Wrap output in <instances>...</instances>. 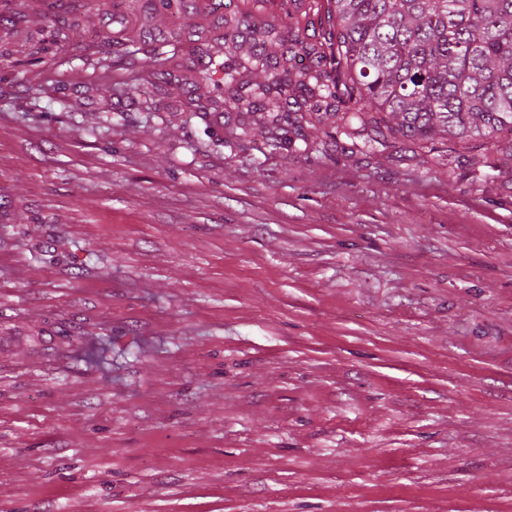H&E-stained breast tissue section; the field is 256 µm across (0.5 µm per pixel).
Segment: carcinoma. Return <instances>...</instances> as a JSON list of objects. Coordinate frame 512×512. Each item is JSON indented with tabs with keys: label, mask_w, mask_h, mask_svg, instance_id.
<instances>
[{
	"label": "carcinoma",
	"mask_w": 512,
	"mask_h": 512,
	"mask_svg": "<svg viewBox=\"0 0 512 512\" xmlns=\"http://www.w3.org/2000/svg\"><path fill=\"white\" fill-rule=\"evenodd\" d=\"M328 37L311 43L300 29L269 26L247 41L200 54L197 84L214 82L215 58L241 59L265 73L250 95L224 106L244 109L252 122L225 125L245 139L254 130L276 152L309 145L306 129L354 140L360 152L410 144L431 152L436 144L490 149L482 166L502 173L512 163V0H322ZM281 55L305 54L298 72L275 64ZM295 86L305 92L304 112L271 95Z\"/></svg>",
	"instance_id": "carcinoma-1"
}]
</instances>
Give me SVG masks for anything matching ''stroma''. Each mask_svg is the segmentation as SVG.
I'll return each mask as SVG.
<instances>
[{"instance_id": "stroma-1", "label": "stroma", "mask_w": 512, "mask_h": 512, "mask_svg": "<svg viewBox=\"0 0 512 512\" xmlns=\"http://www.w3.org/2000/svg\"><path fill=\"white\" fill-rule=\"evenodd\" d=\"M265 2L0 0V512H512V176L224 139Z\"/></svg>"}]
</instances>
